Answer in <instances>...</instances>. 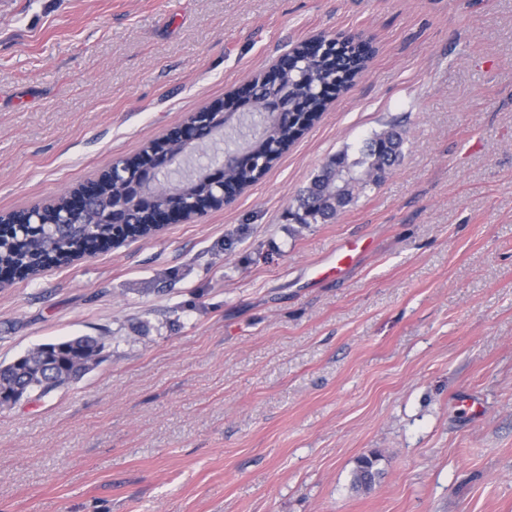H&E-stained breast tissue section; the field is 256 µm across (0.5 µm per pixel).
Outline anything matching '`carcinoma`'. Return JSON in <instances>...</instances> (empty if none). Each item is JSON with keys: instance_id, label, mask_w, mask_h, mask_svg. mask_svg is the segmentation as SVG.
<instances>
[{"instance_id": "cac0c4a2", "label": "carcinoma", "mask_w": 512, "mask_h": 512, "mask_svg": "<svg viewBox=\"0 0 512 512\" xmlns=\"http://www.w3.org/2000/svg\"><path fill=\"white\" fill-rule=\"evenodd\" d=\"M306 50L304 43L296 46L288 54V66L279 69L276 80L254 84V110H259L266 98L281 95L288 99V104L296 105L297 111L288 113L291 120L286 124H266L261 135L248 142L258 164L229 168L225 199H233L255 183L320 119L330 100L350 88L371 52L367 42H357L352 36L329 41L326 49L313 53L310 62L305 58ZM199 119L208 129L218 128L233 121L234 113L209 107L200 111ZM403 145L402 132L392 127L373 134L354 156L346 150L337 153L298 195L293 218L299 224L335 219L360 195L382 184L401 161ZM158 146L160 143L155 142L140 153L120 160L122 168L117 173L104 171L81 186L80 190L89 192L87 205L67 224L60 223L62 212L67 208L63 196L36 210L38 224L16 223L23 217L21 212L7 215L12 235L0 242V271L11 269L17 273V278L27 279L48 267L95 255L109 247L105 240L112 237L115 210L125 214L128 235L132 238L153 235L156 232L154 209L137 206L124 197V182L152 160L151 151ZM184 194L185 201L197 211L222 206L210 185L204 182L186 184ZM105 347L104 336H75L40 344L14 362L0 365V404L13 401L19 391L47 394L78 380L91 369ZM375 465V457H361L354 474V486L366 487L374 483L379 474Z\"/></svg>"}]
</instances>
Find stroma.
Instances as JSON below:
<instances>
[{"mask_svg":"<svg viewBox=\"0 0 512 512\" xmlns=\"http://www.w3.org/2000/svg\"><path fill=\"white\" fill-rule=\"evenodd\" d=\"M341 33L365 71L235 201L0 288V364L109 339L0 405V512H512V0H0V213ZM392 125L379 187L291 220Z\"/></svg>","mask_w":512,"mask_h":512,"instance_id":"35a3bbf8","label":"stroma"}]
</instances>
